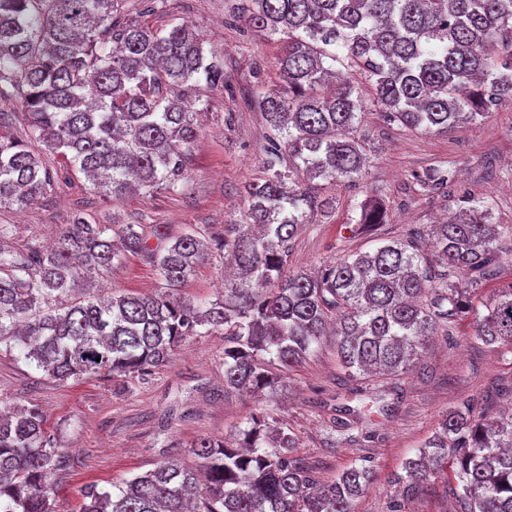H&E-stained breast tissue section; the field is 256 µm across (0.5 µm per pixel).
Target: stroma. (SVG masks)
I'll use <instances>...</instances> for the list:
<instances>
[{"label": "stroma", "mask_w": 512, "mask_h": 512, "mask_svg": "<svg viewBox=\"0 0 512 512\" xmlns=\"http://www.w3.org/2000/svg\"><path fill=\"white\" fill-rule=\"evenodd\" d=\"M149 23L183 21L197 25L206 50L224 58V87L203 91L196 104L204 132L187 163L180 192L157 188L120 202L93 192L80 172L60 173L59 162L45 195L32 205L0 209V225L12 248L46 247L59 237L72 212L93 223L139 224L150 247L191 231L210 236L240 219L244 188L265 176L263 148L271 130L251 103L258 82H280V45L230 19L224 0H166ZM362 131L372 148L370 174L356 185L327 184L320 191L333 207L315 215L295 238L288 270H314L333 258L371 252L381 239L435 223L458 208L465 195L491 203L492 220L512 225V104L505 102L475 124L445 135L422 134L388 125L368 108ZM443 165L455 171L452 194L427 199L414 186L413 173ZM389 199L379 234L354 229L357 205L370 189ZM224 258L213 251L180 290L187 298L213 299L222 293ZM102 288L117 293L153 291L158 279L149 259L127 255L103 277ZM475 318L457 319L450 335L436 336L405 376L397 393L359 395L342 371L336 350L325 344L289 371L284 388L268 408L295 435L298 451L317 467L321 480H335L344 469L370 461L374 478L354 512H389L395 489L390 480L435 432L448 410L474 401L477 410L496 414L512 406L501 396L512 388V353L506 346L475 340ZM38 405L47 430L65 454L56 512H78L83 487L121 483L168 460L195 465L191 446L202 437H224L244 425L254 399L224 390V335L195 336L182 343L164 365L145 377H92L52 383L42 371L0 355V406ZM350 425L351 441L331 444L333 418Z\"/></svg>", "instance_id": "stroma-1"}]
</instances>
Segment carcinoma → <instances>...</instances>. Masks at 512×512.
I'll use <instances>...</instances> for the list:
<instances>
[{"label": "carcinoma", "instance_id": "obj_1", "mask_svg": "<svg viewBox=\"0 0 512 512\" xmlns=\"http://www.w3.org/2000/svg\"><path fill=\"white\" fill-rule=\"evenodd\" d=\"M231 14L278 38L281 84L258 86L252 104L274 134L266 176L246 189L240 224L217 249L240 270L224 295L178 294L208 246L184 233L153 250L139 224L74 215L56 246L0 248V346L65 383L102 374L145 376L193 336L224 330V390L274 393L288 369L326 336L351 380L410 371L429 338L473 309L471 296L496 267V242L512 227L492 205L467 200L426 229L429 265L415 234L372 253L340 256L320 273L284 274L292 241L310 216L331 208L314 180L351 185L368 164L360 133L366 97L386 122L443 135L512 101V0H230ZM165 0H0V100L18 99L33 147L0 132V208L23 207L50 186L61 155L102 196L159 186L180 191L185 157L201 127L191 97L224 88V61L207 55L188 24L154 28L134 18ZM338 63L367 81L333 68ZM422 196L448 193L450 171L415 176ZM358 231L385 223L380 193L358 205ZM148 256L161 281L152 295L95 297L84 281L125 254ZM476 316L475 339L512 347V285ZM259 411L232 438L199 439L197 466L167 461L105 490L81 491L79 512H353L374 477L364 463L328 484L296 453L295 437ZM64 456L36 406L0 409V512H55ZM450 479L457 512H512V417L448 411L435 435L402 464L391 512L427 479Z\"/></svg>", "mask_w": 512, "mask_h": 512}]
</instances>
